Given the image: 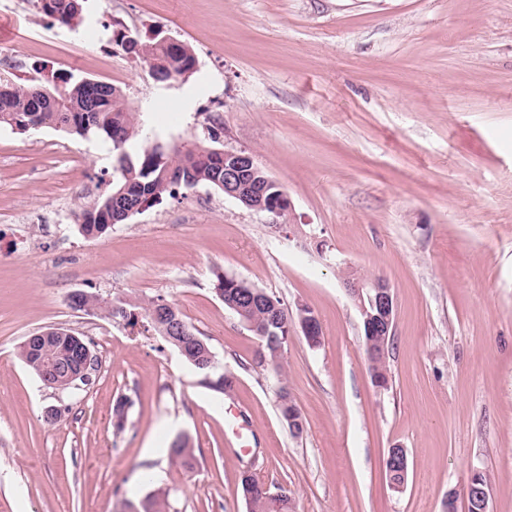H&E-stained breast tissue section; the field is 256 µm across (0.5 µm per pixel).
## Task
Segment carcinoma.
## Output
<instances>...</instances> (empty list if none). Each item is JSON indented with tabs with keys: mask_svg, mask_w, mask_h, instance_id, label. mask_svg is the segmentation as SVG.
Masks as SVG:
<instances>
[{
	"mask_svg": "<svg viewBox=\"0 0 512 512\" xmlns=\"http://www.w3.org/2000/svg\"><path fill=\"white\" fill-rule=\"evenodd\" d=\"M81 0H38L41 11L60 25L71 28L80 17ZM119 43L127 52L142 57L151 76L158 82L184 78L193 73L196 57L190 47L183 45L173 50L171 44L154 37L147 42H134L121 38ZM37 122L45 127L60 128L70 135L86 138L102 137L112 143L118 163L119 176L112 191L89 209L81 212L79 231L85 236H100L112 228V219L124 221L117 207L130 210L143 203H159L163 197L175 196L178 187L194 188L200 184L224 191V158L211 153L208 148L190 149L186 145L165 146L148 144L138 135L142 127L136 113L128 107L122 92L108 84L92 79L72 80V76L58 74L53 84H17L0 82V127L25 128ZM233 277L217 276L216 288L225 290L224 305L242 320L260 340L255 365L265 370L272 366L282 368V351L288 342L296 316L281 299L270 292L256 298H244L239 289L232 287ZM83 304L108 318L121 319L135 324V314L114 311L112 302L92 292L85 293ZM62 347L58 341L45 343L41 351L33 350L26 342L20 345L23 362L39 378H44V368ZM374 386L386 390L389 385L387 355L375 357L365 350ZM213 355L208 344L197 341L187 348L183 357L205 376L208 385L217 392L226 393L231 386L214 379L215 372L201 363L205 356ZM74 367L56 369L57 376L49 381L59 390L86 391L97 381L96 371L69 381ZM278 410L283 420H293L292 431L303 432L302 415L288 391L278 392ZM170 461L186 470L194 468V458L185 438L175 439L168 448ZM239 489L247 505V512H296L295 501L288 490L276 493L267 489L256 474L242 471ZM167 492L156 490L140 503V512H164Z\"/></svg>",
	"mask_w": 512,
	"mask_h": 512,
	"instance_id": "obj_1",
	"label": "carcinoma"
}]
</instances>
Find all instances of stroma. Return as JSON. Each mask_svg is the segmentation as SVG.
I'll use <instances>...</instances> for the list:
<instances>
[{
    "instance_id": "35a3bbf8",
    "label": "stroma",
    "mask_w": 512,
    "mask_h": 512,
    "mask_svg": "<svg viewBox=\"0 0 512 512\" xmlns=\"http://www.w3.org/2000/svg\"><path fill=\"white\" fill-rule=\"evenodd\" d=\"M159 30L192 49L195 73L160 83L111 50L117 33ZM55 74L114 84L161 141L250 153L291 208L183 188L87 237L78 216L117 177L111 144L0 127V512H128L157 489L168 512H246L249 462L296 512H444L452 490L467 512L475 471L490 512H512V0H86L72 29L35 0L0 4V77ZM349 273L394 293L385 390ZM220 275L311 308L320 345L294 329L283 372L256 368ZM79 290L175 304L231 393L155 331L72 309ZM52 327L91 341L90 390L46 387L21 360ZM179 437L193 471L169 462ZM395 446L410 464L399 492L384 471ZM278 410L283 420L288 423L289 428L292 429L295 434H301L303 432V421L300 409L288 391L284 389L278 392ZM290 419L294 420L293 423L289 422Z\"/></svg>"
}]
</instances>
